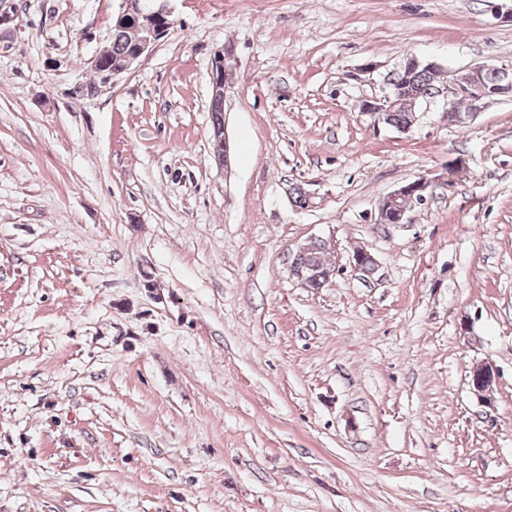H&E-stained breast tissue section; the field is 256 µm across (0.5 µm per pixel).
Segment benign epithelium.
Masks as SVG:
<instances>
[{
	"mask_svg": "<svg viewBox=\"0 0 512 512\" xmlns=\"http://www.w3.org/2000/svg\"><path fill=\"white\" fill-rule=\"evenodd\" d=\"M171 0H121L120 11L115 17L116 26H121L134 20L140 23L143 35L132 48L109 68H100L99 75L104 83L116 80L128 71L137 61L152 50L155 43L171 26ZM238 59L233 46H224L215 53L210 68V91L213 97L223 99L227 93L224 83V72L237 64ZM488 70L497 72V82L489 87L482 79V74ZM398 92L397 84H392L388 93L380 98L365 100L360 105V111L370 115L377 123L385 122L386 114L394 106V95ZM512 95V68L495 65H481L465 71L451 72L444 81L436 97L444 102L445 118L451 125H462L474 118L481 106L488 101ZM463 97L468 102V111L461 112L456 108V101ZM216 143L214 158L219 165L227 162L229 144L220 129L215 134ZM430 182L418 179L401 186L386 196L389 207L380 211V224H402L405 215L414 201H421ZM497 369L489 362L475 363L470 372V385L478 397H483L486 384L497 377Z\"/></svg>",
	"mask_w": 512,
	"mask_h": 512,
	"instance_id": "7a95c632",
	"label": "benign epithelium"
}]
</instances>
